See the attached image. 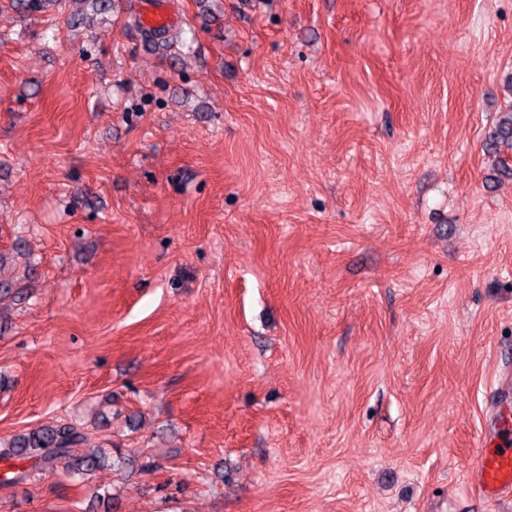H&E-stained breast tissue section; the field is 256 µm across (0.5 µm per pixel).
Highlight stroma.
Here are the masks:
<instances>
[{
    "label": "stroma",
    "instance_id": "obj_1",
    "mask_svg": "<svg viewBox=\"0 0 512 512\" xmlns=\"http://www.w3.org/2000/svg\"><path fill=\"white\" fill-rule=\"evenodd\" d=\"M168 2L0 0V439L125 460L0 512H512V0ZM161 2H151L143 5L141 12L139 13V22L135 18L133 20V25L138 29L140 35L145 43L159 48L161 46H165L171 38H179L180 31H175L170 34L168 39L158 40L157 36H154L152 33L144 30H150L158 35L164 34L165 32L172 29L179 21V17L173 13H171L164 2L166 0H155ZM144 28V29H143ZM487 145L495 153L504 147L507 154L499 157L498 163L502 174H509L512 177V166L509 164V155L512 158V107L501 118L494 130L490 132ZM495 406L486 417L487 432L483 447L471 466L470 483L484 500L498 502L512 495V448L488 449L492 442Z\"/></svg>",
    "mask_w": 512,
    "mask_h": 512
}]
</instances>
